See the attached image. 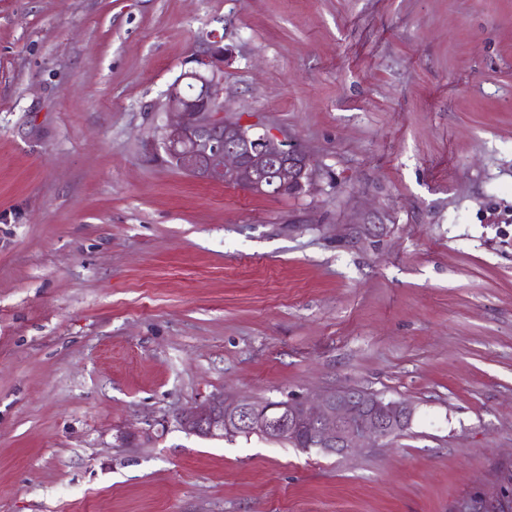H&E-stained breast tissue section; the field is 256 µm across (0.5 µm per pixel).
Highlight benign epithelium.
<instances>
[{
  "label": "benign epithelium",
  "instance_id": "benign-epithelium-1",
  "mask_svg": "<svg viewBox=\"0 0 512 512\" xmlns=\"http://www.w3.org/2000/svg\"><path fill=\"white\" fill-rule=\"evenodd\" d=\"M230 58L224 36L215 30L191 53V67L167 87L160 102V111L167 115L160 128L161 145L182 171L207 182L234 183L254 195L305 191L315 175L307 156L273 134L224 118V66ZM186 80L202 87L200 99L182 95ZM412 419L413 408L406 402L356 389L279 404L210 397L178 414L181 429L201 438L244 432L286 443L310 429L316 446L326 453L391 438ZM511 494L502 487L491 503L479 501L464 512H498Z\"/></svg>",
  "mask_w": 512,
  "mask_h": 512
}]
</instances>
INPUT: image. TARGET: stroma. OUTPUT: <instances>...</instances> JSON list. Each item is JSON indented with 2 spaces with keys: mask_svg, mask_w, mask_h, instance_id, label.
<instances>
[{
  "mask_svg": "<svg viewBox=\"0 0 512 512\" xmlns=\"http://www.w3.org/2000/svg\"><path fill=\"white\" fill-rule=\"evenodd\" d=\"M213 30L227 118L306 192L167 162ZM347 389L411 425L327 454L177 422ZM510 469L512 0H0V512H458Z\"/></svg>",
  "mask_w": 512,
  "mask_h": 512,
  "instance_id": "35a3bbf8",
  "label": "stroma"
}]
</instances>
